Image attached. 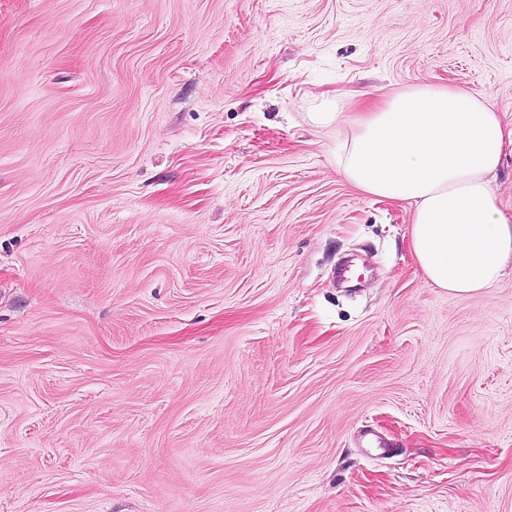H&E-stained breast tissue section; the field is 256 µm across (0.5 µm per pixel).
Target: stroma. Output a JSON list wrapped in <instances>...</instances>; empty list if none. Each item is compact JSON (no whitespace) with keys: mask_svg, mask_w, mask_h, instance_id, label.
Returning <instances> with one entry per match:
<instances>
[{"mask_svg":"<svg viewBox=\"0 0 512 512\" xmlns=\"http://www.w3.org/2000/svg\"><path fill=\"white\" fill-rule=\"evenodd\" d=\"M420 83L512 127V0H0V512H512V267L308 118Z\"/></svg>","mask_w":512,"mask_h":512,"instance_id":"stroma-1","label":"stroma"}]
</instances>
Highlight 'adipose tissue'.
<instances>
[{"label": "adipose tissue", "mask_w": 512, "mask_h": 512, "mask_svg": "<svg viewBox=\"0 0 512 512\" xmlns=\"http://www.w3.org/2000/svg\"><path fill=\"white\" fill-rule=\"evenodd\" d=\"M344 121L337 165L363 193L412 208L414 258L436 286L459 296L492 287L512 265V216L494 189L507 136L483 95L417 84Z\"/></svg>", "instance_id": "1"}]
</instances>
